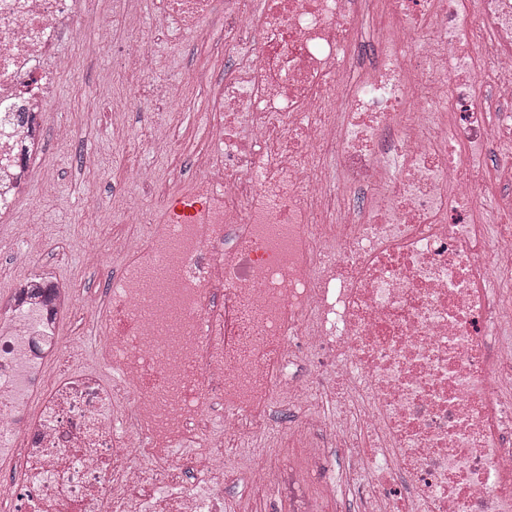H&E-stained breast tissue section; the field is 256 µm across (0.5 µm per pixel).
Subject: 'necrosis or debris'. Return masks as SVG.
Here are the masks:
<instances>
[{
  "label": "necrosis or debris",
  "instance_id": "1",
  "mask_svg": "<svg viewBox=\"0 0 512 512\" xmlns=\"http://www.w3.org/2000/svg\"><path fill=\"white\" fill-rule=\"evenodd\" d=\"M125 3L107 0L129 37L116 66L145 81L157 64ZM160 10L188 35L223 19L208 54L236 58L207 101L206 171L189 216L127 207L149 231L122 239L119 277L82 310L90 364L46 374L76 341L39 278L0 310V512H224L227 451L271 408L310 457L241 474L288 512H329L335 447L359 512H512V235L487 246L476 202L496 152L512 206V0ZM85 12L0 0L1 223L45 176L59 80L80 78L59 41L87 28L112 47Z\"/></svg>",
  "mask_w": 512,
  "mask_h": 512
}]
</instances>
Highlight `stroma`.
Listing matches in <instances>:
<instances>
[{
    "mask_svg": "<svg viewBox=\"0 0 512 512\" xmlns=\"http://www.w3.org/2000/svg\"><path fill=\"white\" fill-rule=\"evenodd\" d=\"M61 50L76 55L82 73L80 85L64 80L57 86L58 97L72 101L66 118L80 135L67 143L52 134L46 138L41 163L50 179L16 206L14 224L29 225L28 241L13 244L14 224L0 223V301L8 299L15 283L38 264L52 267L78 301L103 296L119 274L123 258L109 253L103 268L88 270L82 262L84 251L95 244L111 245L120 237L143 232L144 227L125 223L117 213L111 223H101L100 207L111 205L113 196L122 192L141 206L152 208L158 203L156 197L133 190L131 168L154 173L161 186L179 177L186 191L202 175L192 154L167 141L172 128L188 143L199 141L203 133L207 93L195 86L194 78L203 70L217 72L218 67L192 37H161L151 44L159 62L153 83L174 82L185 89L179 111L170 113L159 111L157 101L140 84L120 76L111 53L98 49L91 38L77 44L65 40ZM116 107L127 111V133L121 138L112 135ZM88 151L97 154V168H81V157Z\"/></svg>",
    "mask_w": 512,
    "mask_h": 512,
    "instance_id": "1",
    "label": "stroma"
}]
</instances>
